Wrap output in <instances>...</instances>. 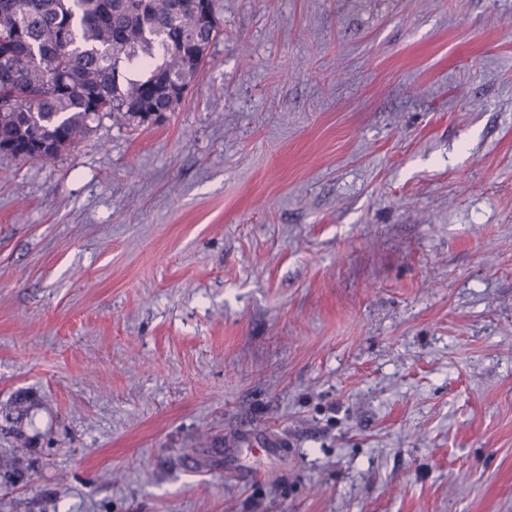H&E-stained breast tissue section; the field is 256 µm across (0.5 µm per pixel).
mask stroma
<instances>
[{
  "label": "stroma",
  "mask_w": 512,
  "mask_h": 512,
  "mask_svg": "<svg viewBox=\"0 0 512 512\" xmlns=\"http://www.w3.org/2000/svg\"><path fill=\"white\" fill-rule=\"evenodd\" d=\"M215 2L0 156V512H512V0Z\"/></svg>",
  "instance_id": "35a3bbf8"
}]
</instances>
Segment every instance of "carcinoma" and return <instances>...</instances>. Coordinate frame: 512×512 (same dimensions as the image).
I'll return each mask as SVG.
<instances>
[{
    "mask_svg": "<svg viewBox=\"0 0 512 512\" xmlns=\"http://www.w3.org/2000/svg\"><path fill=\"white\" fill-rule=\"evenodd\" d=\"M218 34L196 0H0V154L48 164L105 119L175 111Z\"/></svg>",
    "mask_w": 512,
    "mask_h": 512,
    "instance_id": "cac0c4a2",
    "label": "carcinoma"
}]
</instances>
